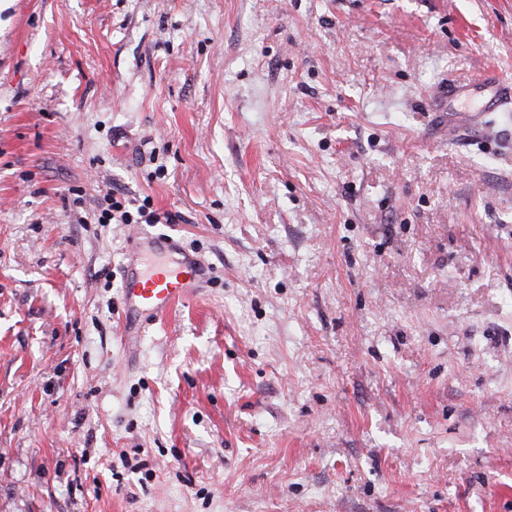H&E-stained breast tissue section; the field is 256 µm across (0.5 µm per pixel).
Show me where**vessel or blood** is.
<instances>
[{
	"label": "vessel or blood",
	"mask_w": 512,
	"mask_h": 512,
	"mask_svg": "<svg viewBox=\"0 0 512 512\" xmlns=\"http://www.w3.org/2000/svg\"><path fill=\"white\" fill-rule=\"evenodd\" d=\"M449 103L470 106L476 112H502L512 106V79L490 71L464 83L449 80ZM146 246L154 254L168 256L167 265L143 271L136 258H129L124 275V331L128 352H136L146 326L163 317L178 301L202 288L205 272L201 262L181 251L172 238L154 236Z\"/></svg>",
	"instance_id": "b4317fda"
}]
</instances>
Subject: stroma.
<instances>
[{"label":"stroma","instance_id":"1","mask_svg":"<svg viewBox=\"0 0 512 512\" xmlns=\"http://www.w3.org/2000/svg\"><path fill=\"white\" fill-rule=\"evenodd\" d=\"M488 69L512 0H0V512H512ZM136 232L207 283L132 357ZM448 112L455 103L470 106L473 112H504L512 104V79L494 72H484L468 83L449 79ZM109 208L103 209L100 218L101 224H107L111 219L116 220V224H172L175 221V215L164 213L161 215L152 209L149 198L137 200L128 199L124 196L117 198L116 194H107ZM135 210V213H133Z\"/></svg>","mask_w":512,"mask_h":512}]
</instances>
